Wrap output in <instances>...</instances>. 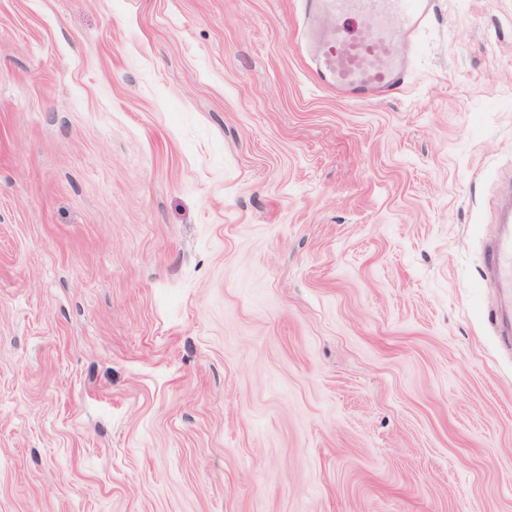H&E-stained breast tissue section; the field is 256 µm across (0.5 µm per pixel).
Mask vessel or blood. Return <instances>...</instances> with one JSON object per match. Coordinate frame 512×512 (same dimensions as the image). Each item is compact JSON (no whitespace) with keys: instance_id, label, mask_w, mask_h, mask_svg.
Returning <instances> with one entry per match:
<instances>
[{"instance_id":"obj_1","label":"vessel or blood","mask_w":512,"mask_h":512,"mask_svg":"<svg viewBox=\"0 0 512 512\" xmlns=\"http://www.w3.org/2000/svg\"><path fill=\"white\" fill-rule=\"evenodd\" d=\"M435 0H296L298 46L308 60V75L321 89L350 100L384 101L408 88L410 62L430 25ZM348 15L373 21L363 39L346 35L337 21ZM401 32L404 45L392 34ZM485 277L498 288L502 302L492 317L496 333L512 343V230L485 245Z\"/></svg>"}]
</instances>
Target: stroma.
<instances>
[{"instance_id":"stroma-1","label":"stroma","mask_w":512,"mask_h":512,"mask_svg":"<svg viewBox=\"0 0 512 512\" xmlns=\"http://www.w3.org/2000/svg\"><path fill=\"white\" fill-rule=\"evenodd\" d=\"M296 26L0 0V512H512V0L376 103ZM485 277L498 288L502 302L493 314L492 323L504 343H512V230H505L485 245Z\"/></svg>"}]
</instances>
